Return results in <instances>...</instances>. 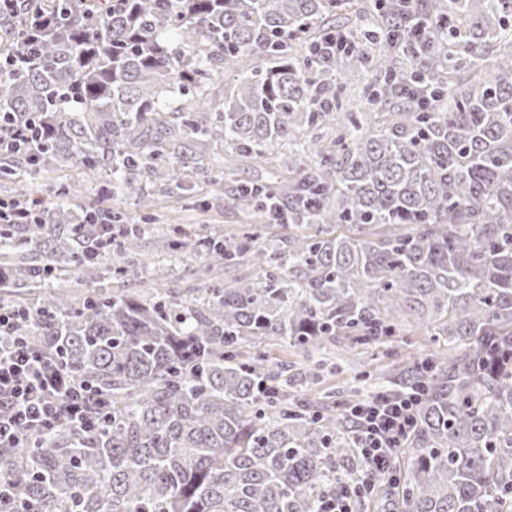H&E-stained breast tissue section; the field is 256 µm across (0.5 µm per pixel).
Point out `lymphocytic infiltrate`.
I'll list each match as a JSON object with an SVG mask.
<instances>
[{
	"label": "lymphocytic infiltrate",
	"instance_id": "obj_1",
	"mask_svg": "<svg viewBox=\"0 0 512 512\" xmlns=\"http://www.w3.org/2000/svg\"><path fill=\"white\" fill-rule=\"evenodd\" d=\"M39 150L40 138L28 122L13 117L0 122V154L32 157ZM29 318L26 311L0 310V335L11 339L7 348H0V402L7 407L0 415V446L5 448L65 425L94 430L105 406L74 375L29 344L20 332ZM419 398L415 390L395 396L379 393L353 407L361 440L358 451L366 467L357 480L324 499L321 512H357V502L372 492L373 476L390 475L392 460L415 424Z\"/></svg>",
	"mask_w": 512,
	"mask_h": 512
}]
</instances>
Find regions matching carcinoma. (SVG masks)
Instances as JSON below:
<instances>
[{
    "label": "carcinoma",
    "mask_w": 512,
    "mask_h": 512,
    "mask_svg": "<svg viewBox=\"0 0 512 512\" xmlns=\"http://www.w3.org/2000/svg\"><path fill=\"white\" fill-rule=\"evenodd\" d=\"M336 30L353 46L331 55ZM0 36L24 60L0 113H50L38 163L0 157V181L64 164V195L140 190L108 259L101 225L60 207L0 235V307L34 310L30 344L109 403L97 430L0 447V512H319L364 469L357 424L259 345L415 331L436 350L391 381L420 400L378 508L512 512V0H23ZM240 157L262 176L224 186ZM154 183L261 222L164 225L159 246L206 259L201 285L134 290ZM247 260L261 274L210 275Z\"/></svg>",
    "instance_id": "1"
}]
</instances>
